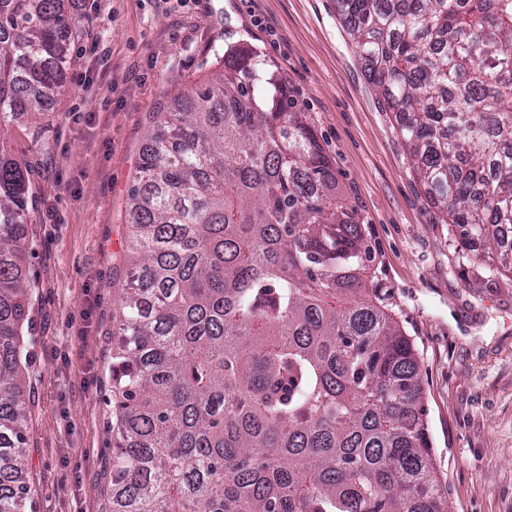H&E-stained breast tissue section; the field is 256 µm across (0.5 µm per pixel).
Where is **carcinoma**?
I'll return each instance as SVG.
<instances>
[{
	"label": "carcinoma",
	"instance_id": "obj_1",
	"mask_svg": "<svg viewBox=\"0 0 512 512\" xmlns=\"http://www.w3.org/2000/svg\"><path fill=\"white\" fill-rule=\"evenodd\" d=\"M411 167L512 273V0H336ZM70 0H0V130L66 87ZM146 136L112 330L110 512H446L413 341L331 162L249 48ZM25 169L0 139V512H27Z\"/></svg>",
	"mask_w": 512,
	"mask_h": 512
}]
</instances>
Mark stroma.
<instances>
[{
    "label": "stroma",
    "mask_w": 512,
    "mask_h": 512,
    "mask_svg": "<svg viewBox=\"0 0 512 512\" xmlns=\"http://www.w3.org/2000/svg\"><path fill=\"white\" fill-rule=\"evenodd\" d=\"M86 16L66 91L10 124L29 176L34 350L27 465L35 512H109L112 316L128 191L154 112L211 78L218 54L261 51L305 112L355 207L372 285L414 341L448 512H512V276L465 258L367 79L335 0H73Z\"/></svg>",
    "instance_id": "obj_1"
}]
</instances>
